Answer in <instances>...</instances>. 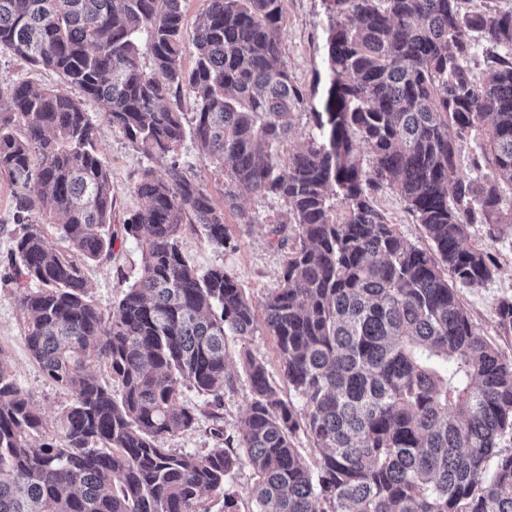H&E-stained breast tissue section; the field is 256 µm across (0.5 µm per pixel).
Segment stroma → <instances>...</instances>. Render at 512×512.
I'll list each match as a JSON object with an SVG mask.
<instances>
[{
  "label": "stroma",
  "mask_w": 512,
  "mask_h": 512,
  "mask_svg": "<svg viewBox=\"0 0 512 512\" xmlns=\"http://www.w3.org/2000/svg\"><path fill=\"white\" fill-rule=\"evenodd\" d=\"M325 9V0L284 2L281 38L286 47L288 69L295 81L304 86L309 85L316 73L324 68ZM21 81L39 83L74 97L79 94L77 88L64 83L53 72L29 67L9 51H0V87ZM85 108L97 128V151L110 170L115 201L112 222L119 226L145 204L134 191L141 168L152 166L161 176L165 173L166 164L162 161L147 162L132 151L122 133L112 127L100 103L90 100ZM177 155L214 200L222 201L224 176L214 164L201 157L194 141L184 139ZM377 203L408 245L422 250L431 249L430 239L399 196L386 191L378 195ZM241 204L257 215L258 222L248 227L240 226L234 215H226V223L235 227L234 248L222 250L209 246L200 231L191 225L183 226L180 247L186 259L198 270L217 266L232 270L253 304L257 305L278 286L282 275L285 253L271 246L268 227L271 222L282 219L286 208L276 199L259 195L245 197ZM20 231V225L14 221L13 189L8 181L0 179V355L10 366L17 386L42 414L44 428L40 438L47 441L55 437V420L70 404L71 396L44 375L24 340L26 320L18 295L30 288L31 282L24 277L13 280L9 266V255ZM468 242L486 245L498 270L489 282L458 287L457 295L468 311L476 333L497 347L504 356L512 358V336L501 333L496 314L502 299H512V224L504 225L502 241L494 243L488 241L483 225H473L469 229ZM141 267V249L129 237L118 238L110 260L86 263L89 292L103 314L111 313L125 288L139 277ZM226 347L228 367L236 379L233 390L224 393V423L230 427L246 413L252 399L249 381L242 368V355L248 352L262 361L275 379L280 376V367L273 341L265 327H257L252 336L244 339L228 338ZM182 398L185 405L199 408L198 421L192 430L165 440V447L191 453L213 447L216 440L210 433L212 421L202 411L203 396L195 389L187 388Z\"/></svg>",
  "instance_id": "1"
}]
</instances>
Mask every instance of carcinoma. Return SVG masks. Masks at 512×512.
Returning a JSON list of instances; mask_svg holds the SVG:
<instances>
[{
  "instance_id": "obj_1",
  "label": "carcinoma",
  "mask_w": 512,
  "mask_h": 512,
  "mask_svg": "<svg viewBox=\"0 0 512 512\" xmlns=\"http://www.w3.org/2000/svg\"><path fill=\"white\" fill-rule=\"evenodd\" d=\"M185 2L0 0V50L82 92L0 90V178L22 225L11 263L37 284L18 298L25 340L71 395L57 438L35 442L43 416L0 357V512H213L208 492L222 494L220 512H239L225 481L241 467L252 512H512V358L475 332L457 295L497 270L466 244L468 228L496 241L512 220V5L325 0V77L305 89L285 60L284 0H205L191 33ZM182 95L195 102L189 121ZM86 98L136 153L167 161L164 176L146 166L135 183L145 205L122 229L142 271L107 318L83 271L118 239ZM308 108L312 131L297 142L293 117ZM188 134L224 172L222 206L175 154ZM383 190L432 250L405 243L376 204ZM246 195L288 214L269 229L286 259L260 315L235 275L197 270L179 246L185 224L231 246L224 210L258 223ZM36 209L66 249L30 222ZM260 316L300 405L247 353L252 402L226 436L225 340L252 335ZM497 317L512 335V299ZM185 387L206 396L217 440L198 453L162 444L197 422ZM300 431L319 453L315 476Z\"/></svg>"
}]
</instances>
